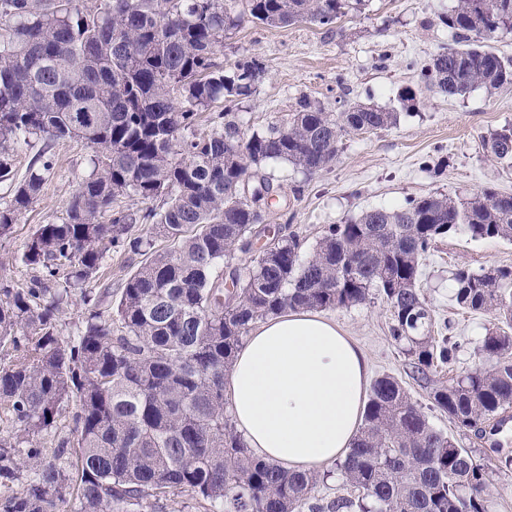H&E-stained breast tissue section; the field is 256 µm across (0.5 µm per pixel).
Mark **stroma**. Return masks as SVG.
Returning a JSON list of instances; mask_svg holds the SVG:
<instances>
[{
	"mask_svg": "<svg viewBox=\"0 0 512 512\" xmlns=\"http://www.w3.org/2000/svg\"><path fill=\"white\" fill-rule=\"evenodd\" d=\"M452 0H368L333 28L307 22L286 27L243 25L225 39L220 62L242 57L263 63L266 76L256 94L239 104L245 122L264 127L288 120L300 95L336 111L340 96L385 107L399 114L396 126L348 134L337 160L312 177L278 163L266 173L281 184V208L267 215L270 228L286 226L299 234L304 252H312L327 225L341 224L367 208L400 207L429 194L470 196L485 187L512 194V168L487 157L482 139L512 124V91L494 94L478 88L463 97L422 90L419 107L407 109L399 93L417 86L418 74L434 53L452 45L450 29L440 24ZM43 192L23 211L9 236L0 238V288L28 285L38 269L25 265L21 254L38 225L59 224L67 204L89 170L92 151L79 142H57ZM512 266V242L475 240L457 231L438 240L426 257L418 286L433 309L444 335L460 345L452 367H440L434 381L445 382L479 361V348L495 315L460 309L452 299L453 273L458 266ZM337 324L364 350L369 376L397 378L412 399L427 408L436 428L453 432L447 415L432 409L428 391L414 380L409 359L390 335L392 312L378 298L331 313ZM488 468L492 512H512V438L492 445L487 437L461 435Z\"/></svg>",
	"mask_w": 512,
	"mask_h": 512,
	"instance_id": "stroma-1",
	"label": "stroma"
}]
</instances>
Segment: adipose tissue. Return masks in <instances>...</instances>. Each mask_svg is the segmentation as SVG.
<instances>
[{
    "label": "adipose tissue",
    "instance_id": "obj_1",
    "mask_svg": "<svg viewBox=\"0 0 512 512\" xmlns=\"http://www.w3.org/2000/svg\"><path fill=\"white\" fill-rule=\"evenodd\" d=\"M368 359L335 319L288 311L259 323L224 376L249 448L294 470L342 459L361 423Z\"/></svg>",
    "mask_w": 512,
    "mask_h": 512
}]
</instances>
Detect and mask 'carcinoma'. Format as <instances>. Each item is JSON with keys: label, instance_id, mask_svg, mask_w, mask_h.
Returning a JSON list of instances; mask_svg holds the SVG:
<instances>
[{"label": "carcinoma", "instance_id": "carcinoma-1", "mask_svg": "<svg viewBox=\"0 0 512 512\" xmlns=\"http://www.w3.org/2000/svg\"><path fill=\"white\" fill-rule=\"evenodd\" d=\"M365 0H0V237L41 196L50 143L81 142L91 169L62 224H41L23 261L41 271L27 288L0 290V408L17 427L0 437V512H161L189 492L204 512H489L487 472L472 451L437 429L393 376L371 386L363 424L336 463L361 498L318 503L316 473L256 457L238 433L224 375L252 325L286 310H336L377 292L392 311L391 337L414 373L451 365L457 346L435 335L417 287L420 262L460 229L512 241V194L421 196L330 224L313 252L300 236L266 234L280 186L266 166L307 177L327 169L342 137L397 124L398 113L361 103L339 112L307 95L290 120L245 125L232 107L265 79L258 60L226 67L216 55L248 18L285 27H329ZM441 24L454 45L434 54L421 83L450 97L512 89V56L487 49L512 32V0H456ZM225 111L195 130L216 101ZM44 139L15 180L19 144ZM512 163V124L483 139ZM161 200L133 211L124 198ZM137 224L173 248L131 238ZM129 247L146 259L112 312L83 285L104 259ZM254 253L242 271L237 254ZM453 300L498 316L483 338L491 360L431 388L433 407L462 431L512 409V267L454 273ZM81 295L83 325L62 336L58 320ZM73 406L54 447L41 436ZM25 481H20L22 472Z\"/></svg>", "mask_w": 512, "mask_h": 512}]
</instances>
